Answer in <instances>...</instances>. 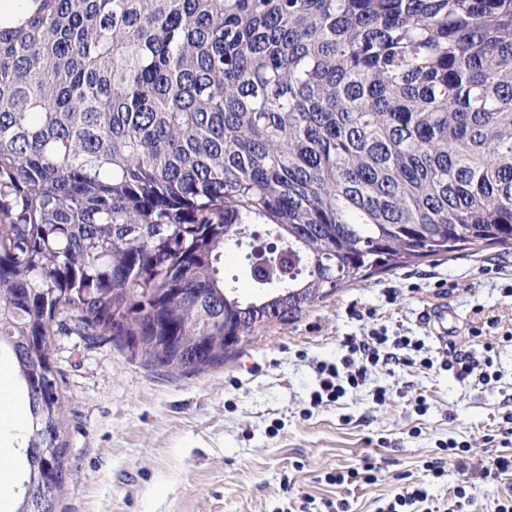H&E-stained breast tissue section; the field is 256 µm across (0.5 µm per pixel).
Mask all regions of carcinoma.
<instances>
[{"label": "carcinoma", "mask_w": 512, "mask_h": 512, "mask_svg": "<svg viewBox=\"0 0 512 512\" xmlns=\"http://www.w3.org/2000/svg\"><path fill=\"white\" fill-rule=\"evenodd\" d=\"M281 265L238 295L224 250ZM512 245V0H22L0 12V355L15 512H56L51 336L202 373L416 260ZM288 289V293L280 289Z\"/></svg>", "instance_id": "cac0c4a2"}]
</instances>
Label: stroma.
<instances>
[{"label": "stroma", "mask_w": 512, "mask_h": 512, "mask_svg": "<svg viewBox=\"0 0 512 512\" xmlns=\"http://www.w3.org/2000/svg\"><path fill=\"white\" fill-rule=\"evenodd\" d=\"M445 308L444 324L430 311ZM512 246L422 259L343 288L296 318L274 322L202 374H171L110 342L56 332L54 365L68 427L57 512H297L304 499L348 500L376 512L426 479L439 448L466 446L430 492L466 489L467 512H491L512 475L475 465L503 453L512 413ZM382 332L424 341L431 363L370 368L339 401L316 405L318 368L348 336ZM493 344L488 384L458 380L451 352ZM388 397L377 403L373 395ZM371 458L373 483L339 486L330 473Z\"/></svg>", "instance_id": "obj_1"}]
</instances>
